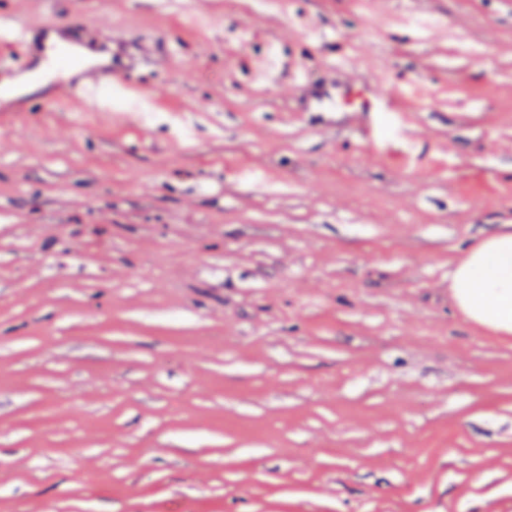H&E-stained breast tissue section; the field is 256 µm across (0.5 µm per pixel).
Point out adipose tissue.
<instances>
[{
    "mask_svg": "<svg viewBox=\"0 0 512 512\" xmlns=\"http://www.w3.org/2000/svg\"><path fill=\"white\" fill-rule=\"evenodd\" d=\"M451 279L456 304L468 320L512 334V231L470 251Z\"/></svg>",
    "mask_w": 512,
    "mask_h": 512,
    "instance_id": "adipose-tissue-1",
    "label": "adipose tissue"
}]
</instances>
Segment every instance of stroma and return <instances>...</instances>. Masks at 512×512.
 Here are the masks:
<instances>
[{"mask_svg": "<svg viewBox=\"0 0 512 512\" xmlns=\"http://www.w3.org/2000/svg\"><path fill=\"white\" fill-rule=\"evenodd\" d=\"M0 0L155 47L150 111L0 119V512H512V0ZM287 75L256 85L253 59ZM395 97L365 140L289 76ZM451 279L456 304L468 320L512 334V231L470 251Z\"/></svg>", "mask_w": 512, "mask_h": 512, "instance_id": "stroma-1", "label": "stroma"}]
</instances>
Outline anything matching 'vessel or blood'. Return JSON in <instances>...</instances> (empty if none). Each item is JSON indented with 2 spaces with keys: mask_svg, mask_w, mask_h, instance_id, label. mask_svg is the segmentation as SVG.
<instances>
[{
  "mask_svg": "<svg viewBox=\"0 0 512 512\" xmlns=\"http://www.w3.org/2000/svg\"><path fill=\"white\" fill-rule=\"evenodd\" d=\"M147 47L128 48L112 38H102L82 25L49 20L33 28L8 22L0 25V73L24 78L34 59H42L52 75L54 97L58 100L109 105L121 95L130 109L143 108V96L136 70ZM329 79L316 87L306 79L298 86L310 112L397 111L396 103L368 84L349 77L346 66L329 63Z\"/></svg>",
  "mask_w": 512,
  "mask_h": 512,
  "instance_id": "vessel-or-blood-1",
  "label": "vessel or blood"
}]
</instances>
